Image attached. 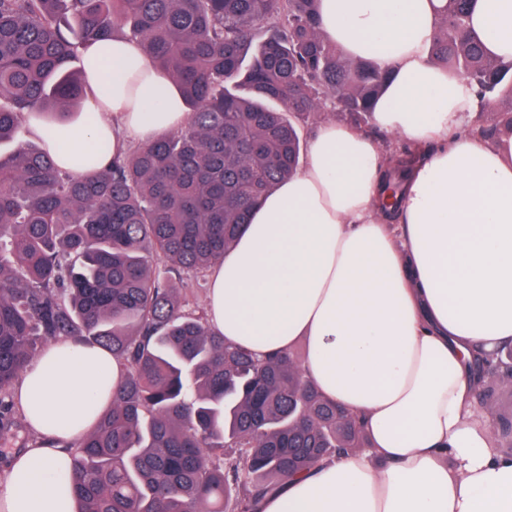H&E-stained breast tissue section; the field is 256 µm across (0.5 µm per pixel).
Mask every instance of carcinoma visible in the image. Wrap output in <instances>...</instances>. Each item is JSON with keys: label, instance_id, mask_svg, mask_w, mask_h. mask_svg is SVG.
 <instances>
[{"label": "carcinoma", "instance_id": "1", "mask_svg": "<svg viewBox=\"0 0 512 512\" xmlns=\"http://www.w3.org/2000/svg\"><path fill=\"white\" fill-rule=\"evenodd\" d=\"M445 0L430 61L466 78L512 137V60ZM319 0H0V145L35 117L48 136L84 111L81 56L121 36L175 84L186 125L107 165L105 143L56 167L46 141L0 153V433L40 344H96L123 367L72 454L76 512H255L290 474L368 447L361 423L294 352L258 359L187 309L253 206L298 168L300 124L372 116L389 71L325 40ZM512 381V348L483 373ZM492 439L512 450V415Z\"/></svg>", "mask_w": 512, "mask_h": 512}]
</instances>
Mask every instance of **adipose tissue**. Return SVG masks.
Wrapping results in <instances>:
<instances>
[{
	"label": "adipose tissue",
	"instance_id": "1",
	"mask_svg": "<svg viewBox=\"0 0 512 512\" xmlns=\"http://www.w3.org/2000/svg\"><path fill=\"white\" fill-rule=\"evenodd\" d=\"M441 0H320L322 36L350 59L391 71L375 124L415 154L395 209L383 147L330 120L306 166L251 212L207 275L210 327L262 357L304 342L303 369L329 401L363 422L368 448L288 476L259 512H512V456L489 440L475 398L472 349L512 347V138L468 132L479 99L463 77L428 60ZM472 31L512 59V0H473ZM92 124L63 125L58 168L88 139L111 155L180 130L186 106L138 47L89 46ZM111 78L112 93L99 87ZM105 349L53 339L13 390L37 441L0 478V512H75L69 450L112 396Z\"/></svg>",
	"mask_w": 512,
	"mask_h": 512
}]
</instances>
